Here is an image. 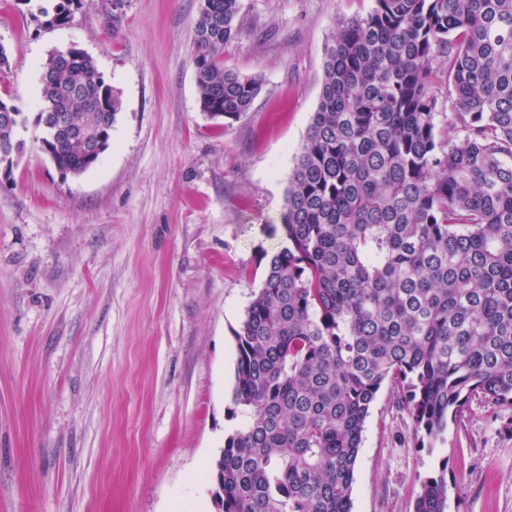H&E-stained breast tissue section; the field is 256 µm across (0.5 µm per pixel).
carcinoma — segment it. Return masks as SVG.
Listing matches in <instances>:
<instances>
[{
  "mask_svg": "<svg viewBox=\"0 0 512 512\" xmlns=\"http://www.w3.org/2000/svg\"><path fill=\"white\" fill-rule=\"evenodd\" d=\"M241 10L201 0L195 83L211 118L239 119L262 87L224 67ZM324 56L281 213L288 245L234 332L243 422L215 463L216 512H352L385 383L430 446L476 397L512 407V0H374ZM40 98L109 147L121 102L91 57L51 54ZM1 112L11 166L21 112ZM36 124L62 177L95 165L48 112ZM414 512H448L445 471Z\"/></svg>",
  "mask_w": 512,
  "mask_h": 512,
  "instance_id": "obj_1",
  "label": "carcinoma"
}]
</instances>
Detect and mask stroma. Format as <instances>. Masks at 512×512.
Masks as SVG:
<instances>
[{"label": "stroma", "instance_id": "obj_1", "mask_svg": "<svg viewBox=\"0 0 512 512\" xmlns=\"http://www.w3.org/2000/svg\"><path fill=\"white\" fill-rule=\"evenodd\" d=\"M0 0V99L25 117L0 165V512H215L232 415L234 332L285 243L288 179L340 18L374 0H242L225 67L259 75L250 112L200 109V0ZM78 48L119 93L108 149L61 177L35 116L51 53ZM445 472L448 512H512V409L473 400L421 446L390 385L377 394L352 512H413Z\"/></svg>", "mask_w": 512, "mask_h": 512}]
</instances>
